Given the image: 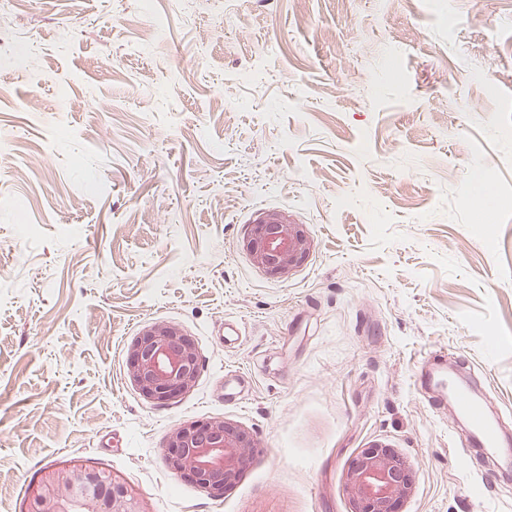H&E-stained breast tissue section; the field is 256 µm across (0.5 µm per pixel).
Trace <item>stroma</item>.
I'll list each match as a JSON object with an SVG mask.
<instances>
[{"label": "stroma", "instance_id": "obj_1", "mask_svg": "<svg viewBox=\"0 0 512 512\" xmlns=\"http://www.w3.org/2000/svg\"><path fill=\"white\" fill-rule=\"evenodd\" d=\"M14 30L0 512L73 464L147 512H347L379 440L417 467L401 512H512V473L464 464L460 410L415 387L445 349L512 413V0H0ZM269 209L312 243L286 278L242 249ZM154 321L202 356L171 405L129 382ZM212 417L259 444L219 497L163 454Z\"/></svg>", "mask_w": 512, "mask_h": 512}]
</instances>
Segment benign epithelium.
I'll list each match as a JSON object with an SVG mask.
<instances>
[{
    "instance_id": "1",
    "label": "benign epithelium",
    "mask_w": 512,
    "mask_h": 512,
    "mask_svg": "<svg viewBox=\"0 0 512 512\" xmlns=\"http://www.w3.org/2000/svg\"><path fill=\"white\" fill-rule=\"evenodd\" d=\"M242 248L254 267L286 277L309 256L311 241L284 214L273 212L249 226ZM126 356L131 385L153 403L171 404L197 385L200 353L177 324L148 323ZM257 448L242 425L214 418L173 428L165 438L164 457L174 474L220 496L239 480ZM344 489L347 512H399L415 494V463L374 442L345 471ZM30 506V512H147L139 493L113 474L75 465L48 471L32 489Z\"/></svg>"
}]
</instances>
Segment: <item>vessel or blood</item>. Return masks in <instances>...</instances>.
Wrapping results in <instances>:
<instances>
[{
    "instance_id": "vessel-or-blood-1",
    "label": "vessel or blood",
    "mask_w": 512,
    "mask_h": 512,
    "mask_svg": "<svg viewBox=\"0 0 512 512\" xmlns=\"http://www.w3.org/2000/svg\"><path fill=\"white\" fill-rule=\"evenodd\" d=\"M452 355L438 349L424 358L418 382L429 394L432 405L439 406L454 401L466 421L462 436L455 440L458 448H481L490 456L512 455V439L505 437L496 420L489 417L485 406L463 387L448 380V363Z\"/></svg>"
}]
</instances>
